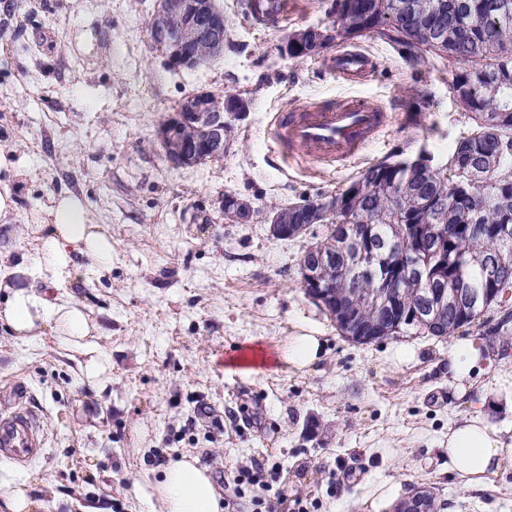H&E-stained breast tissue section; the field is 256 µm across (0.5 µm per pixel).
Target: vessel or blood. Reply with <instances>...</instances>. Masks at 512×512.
<instances>
[{"label": "vessel or blood", "mask_w": 512, "mask_h": 512, "mask_svg": "<svg viewBox=\"0 0 512 512\" xmlns=\"http://www.w3.org/2000/svg\"><path fill=\"white\" fill-rule=\"evenodd\" d=\"M329 67L350 79L366 71L368 59L360 51H344L330 60ZM387 123L388 114L377 102L351 97L333 105L310 103L279 113L271 136L312 164L331 166L360 158ZM26 399V390H16L10 410L0 415V456L21 465L38 458L44 447L38 420L26 407Z\"/></svg>", "instance_id": "1"}]
</instances>
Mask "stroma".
<instances>
[{"label": "stroma", "mask_w": 512, "mask_h": 512, "mask_svg": "<svg viewBox=\"0 0 512 512\" xmlns=\"http://www.w3.org/2000/svg\"><path fill=\"white\" fill-rule=\"evenodd\" d=\"M230 44L196 69H174L151 42L157 0H0V145L14 152L17 207L0 221V261L37 262L36 226L54 196L79 197L112 241V266L49 287L82 303L111 382L89 384L53 333L20 341L0 327V413L13 383L29 391L45 448L21 466L38 476L48 512H150L137 477L158 457L189 453L209 470L224 512H373L379 482L405 495L433 489L437 512H512V470L464 491L448 476V428L490 375L512 371V335L498 308L457 337L482 357L468 399L448 374L446 339L406 333L359 344L301 288L300 259L323 228L282 240L267 221L278 208L337 192L368 165L426 155L446 165L471 124L448 87L449 67L411 70L373 36L347 46L372 59L358 83L338 79L327 55L292 59L287 34L329 21L331 0H288L276 22L216 0ZM238 93L249 102L222 161L174 169L157 126L188 93ZM365 96L388 126L350 164L326 169L277 156L279 111ZM253 203L252 222L225 221L224 193ZM322 333L325 353L299 371L283 353L299 326ZM264 461V488L235 493L232 478Z\"/></svg>", "instance_id": "stroma-1"}]
</instances>
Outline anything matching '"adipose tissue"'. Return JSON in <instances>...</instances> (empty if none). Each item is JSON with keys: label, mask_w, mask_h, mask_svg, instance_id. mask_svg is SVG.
Segmentation results:
<instances>
[{"label": "adipose tissue", "mask_w": 512, "mask_h": 512, "mask_svg": "<svg viewBox=\"0 0 512 512\" xmlns=\"http://www.w3.org/2000/svg\"><path fill=\"white\" fill-rule=\"evenodd\" d=\"M48 232L41 239L43 260L0 263V323L13 336L30 341L50 331L70 350L85 355V377L106 379L107 357L89 342V320L83 305L49 297L47 286L72 278L79 269L72 252L91 258L99 270L112 261V243L99 225L91 223L82 202L69 193L54 197L48 210ZM481 357L478 340H456L448 347V373L460 395L472 388L470 376ZM512 469V444L502 430L489 425L481 412L466 414L448 428V474L465 490L484 484L489 476ZM153 512H224V502L210 473L189 454L147 469L142 475ZM32 481L12 474L0 475V512H42L43 502L31 497Z\"/></svg>", "instance_id": "obj_1"}]
</instances>
